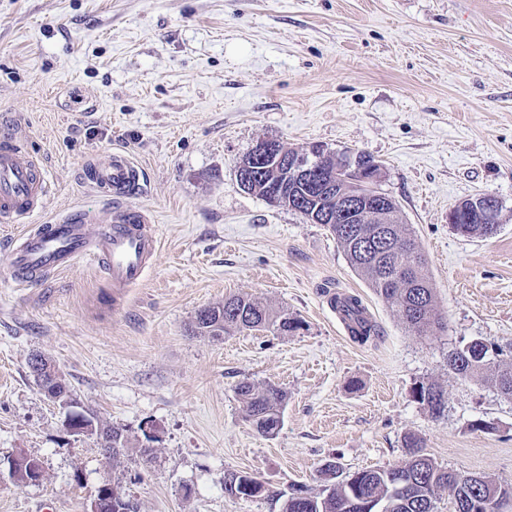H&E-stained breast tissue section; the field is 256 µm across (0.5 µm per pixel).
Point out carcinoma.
<instances>
[{"mask_svg": "<svg viewBox=\"0 0 512 512\" xmlns=\"http://www.w3.org/2000/svg\"><path fill=\"white\" fill-rule=\"evenodd\" d=\"M399 207L387 212L393 223V242L383 253L360 249L359 235L371 238L383 228L381 224L334 225L332 232L354 271L386 303L397 308L405 323L423 335L441 326L435 304L434 289L428 273V261L418 249L415 238L399 223ZM345 317L354 323L351 336L361 342L379 335L376 324L364 317L361 300L354 295L336 294L330 298ZM208 322L196 325V334L212 338L239 330L251 321L254 326L288 333L300 328L301 321L263 305L247 296H231L224 303L207 307ZM489 346L475 341L454 351L460 365L451 371L462 378L492 370L491 381L505 396L512 397V366L502 367L487 361ZM242 411L257 432L265 437L276 434L286 400L285 392L274 384L258 386L242 381L237 387ZM414 398L433 415L445 410L444 391L433 384H419ZM405 458L390 468L362 470L349 475L324 471L328 488L313 495L299 486L301 495H289L283 512H435L439 492L448 490L454 512H484L487 499L500 505L512 498V483L500 482L487 475H463L439 467L425 453L424 443L414 434L404 437Z\"/></svg>", "mask_w": 512, "mask_h": 512, "instance_id": "cac0c4a2", "label": "carcinoma"}]
</instances>
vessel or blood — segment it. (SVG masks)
Segmentation results:
<instances>
[{
    "mask_svg": "<svg viewBox=\"0 0 512 512\" xmlns=\"http://www.w3.org/2000/svg\"><path fill=\"white\" fill-rule=\"evenodd\" d=\"M142 171L123 153L86 166L84 181L104 200L99 209H74L51 224L26 231L9 245L19 280H41L77 261L97 262L121 300L155 264L159 239L153 217L122 205L139 189ZM50 193L45 166L28 150L17 127L0 128V223L14 224L41 210Z\"/></svg>",
    "mask_w": 512,
    "mask_h": 512,
    "instance_id": "vessel-or-blood-1",
    "label": "vessel or blood"
}]
</instances>
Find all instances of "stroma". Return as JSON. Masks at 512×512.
Masks as SVG:
<instances>
[{
	"mask_svg": "<svg viewBox=\"0 0 512 512\" xmlns=\"http://www.w3.org/2000/svg\"><path fill=\"white\" fill-rule=\"evenodd\" d=\"M17 123L50 196L0 224V512H88L116 486L136 512H281L321 470L389 468L420 437L436 464L512 482V398L448 369L473 340L512 362V0H0V124ZM263 139L381 163L377 187L426 255L440 328L420 336L356 274L329 227L244 192L238 161ZM119 151L143 171L124 204L149 212L155 265L121 302L97 264L19 281L7 243L102 199L81 179ZM501 203L490 238L448 222L460 201ZM361 298L379 340L354 341L329 299ZM233 294L287 310L285 335L194 333L201 308ZM44 354L78 411L135 451L111 464L29 368ZM287 393L259 434L242 380ZM445 392L432 416L413 397ZM151 448L143 463L138 449ZM43 467L16 485L8 457ZM229 472L265 491L224 494ZM413 396L432 415H440L445 410L444 391L434 384H419Z\"/></svg>",
	"mask_w": 512,
	"mask_h": 512,
	"instance_id": "stroma-1",
	"label": "stroma"
}]
</instances>
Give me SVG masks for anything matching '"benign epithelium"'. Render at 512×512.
<instances>
[{
	"instance_id": "1",
	"label": "benign epithelium",
	"mask_w": 512,
	"mask_h": 512,
	"mask_svg": "<svg viewBox=\"0 0 512 512\" xmlns=\"http://www.w3.org/2000/svg\"><path fill=\"white\" fill-rule=\"evenodd\" d=\"M324 155V149L317 145L289 155L279 141L262 140L237 163L238 184L248 192L261 173L272 172L279 177V181L268 194V201L273 206L286 204L291 209L294 208L295 199L288 195V180L313 189L328 199L329 206L321 211L305 207L294 209L314 224H357L363 216L372 220L380 219V212L392 203V198L375 187L380 176L379 164L360 153L348 154L337 158L335 168L327 174L319 167ZM499 214L500 202L497 198L479 195L469 199L467 204L453 208L448 213V223L464 224L477 219L483 224H497ZM35 377L39 389L49 400L68 409L63 427L69 434L94 436L104 444L108 461L120 459L118 442L103 434L98 420L72 409L70 393L54 388L56 383H65L64 374L54 364L47 363L44 369L35 372ZM117 494V488L102 486L89 512H111Z\"/></svg>"
}]
</instances>
